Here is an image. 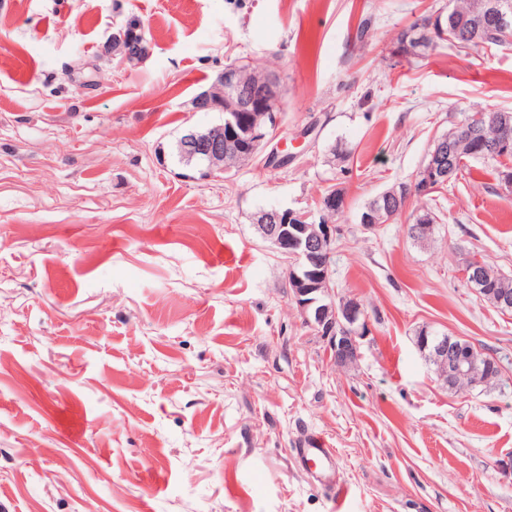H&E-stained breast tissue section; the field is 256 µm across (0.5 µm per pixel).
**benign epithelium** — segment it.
<instances>
[{"label":"benign epithelium","mask_w":512,"mask_h":512,"mask_svg":"<svg viewBox=\"0 0 512 512\" xmlns=\"http://www.w3.org/2000/svg\"><path fill=\"white\" fill-rule=\"evenodd\" d=\"M486 19L491 26L504 32L511 30L512 3L509 0H490ZM280 93V86L275 80L244 87L237 79V68H224L214 86L196 99L195 108H218L224 111L227 122L215 131H188L182 141L183 150L190 157L199 155L205 158L208 174L225 172L224 153L239 148L243 141L255 152L264 142L275 139L280 119L274 111L273 102ZM499 129V137L490 146V151L508 153L512 151V127L504 122ZM453 151L454 146L446 139L435 143L412 185L404 188V195L417 191L431 193L448 183L455 174ZM396 198L398 194L393 190L379 194L378 203L361 212L359 223L368 229L376 228L379 226L377 214L381 211L388 218H393ZM256 223L262 237L289 260L288 279L293 297L326 334L334 363L343 367L356 362L360 339L366 336L368 323L359 301L351 298L336 300L331 270L336 226L320 223L318 211L290 208L262 210ZM463 278L475 292L488 291L491 277L483 262L466 266ZM417 346L438 369L443 383L473 374L474 352L452 344L448 337L423 329Z\"/></svg>","instance_id":"benign-epithelium-1"}]
</instances>
